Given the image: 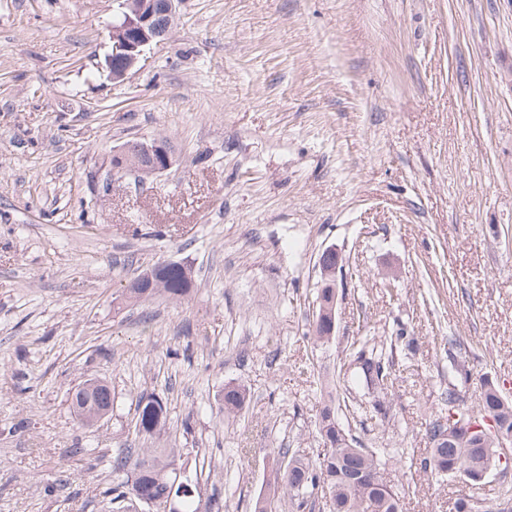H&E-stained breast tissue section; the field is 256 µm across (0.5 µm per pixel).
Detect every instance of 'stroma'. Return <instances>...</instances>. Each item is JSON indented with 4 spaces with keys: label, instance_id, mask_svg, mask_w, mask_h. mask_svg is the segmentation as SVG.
Here are the masks:
<instances>
[{
    "label": "stroma",
    "instance_id": "obj_1",
    "mask_svg": "<svg viewBox=\"0 0 512 512\" xmlns=\"http://www.w3.org/2000/svg\"><path fill=\"white\" fill-rule=\"evenodd\" d=\"M115 0H0V512H105L139 396L153 448H202L204 497L252 512L276 448H313L350 344L396 337L388 415L352 391L370 448L425 455L448 387L512 393V0H182L170 35L115 83ZM164 138L175 165L116 176L115 149ZM336 250V330L306 332ZM177 261L182 300L122 307L140 270ZM472 377L458 378L454 364ZM109 383L79 423L69 394ZM246 389L235 415L225 385ZM385 476L403 512H491L479 490ZM77 393L71 402L72 413L82 424L94 425L99 418L112 412L114 398L111 387L103 380L90 378L76 387ZM81 395L83 396L81 399ZM134 431L139 439L146 440L166 425L163 399L156 394L141 396L136 401L134 413Z\"/></svg>",
    "mask_w": 512,
    "mask_h": 512
}]
</instances>
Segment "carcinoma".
Instances as JSON below:
<instances>
[{
    "label": "carcinoma",
    "instance_id": "carcinoma-1",
    "mask_svg": "<svg viewBox=\"0 0 512 512\" xmlns=\"http://www.w3.org/2000/svg\"><path fill=\"white\" fill-rule=\"evenodd\" d=\"M336 254L320 257L322 287L317 289L315 316L309 330L314 344L332 338V320L336 319ZM153 287L129 285L122 297L129 303L146 302L157 296L181 300L191 288V273L179 262L161 264L151 274ZM387 347L376 345L366 337L352 344L348 366L353 368L349 380L371 395L386 389L389 373L384 361ZM476 408H455L457 394L450 388L444 402L448 415L432 418L426 428L430 448L420 459L423 473L461 476L466 481L492 471L500 465V441L512 443V399L499 386L485 378ZM77 400L71 402L75 418L94 425L112 412L111 387L103 380L90 378L77 386ZM336 386H327L315 421L318 447L301 454L291 448L277 449L273 484L280 489L276 499L257 496L253 512H402L398 494L392 487L377 481L387 448H364L340 421ZM224 414L243 408L246 390L239 386L224 387ZM166 425L163 399L151 394L136 401L134 431L146 440ZM472 427H482L487 435H470ZM185 470L193 481L195 494L178 497L177 472ZM211 458L186 448H119L112 456V509L110 512H166L170 498H179L177 512H223L224 504L216 499L204 500L200 482L209 478ZM455 512H486L481 499L474 496L456 501Z\"/></svg>",
    "mask_w": 512,
    "mask_h": 512
}]
</instances>
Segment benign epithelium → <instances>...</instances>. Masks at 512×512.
<instances>
[{"mask_svg": "<svg viewBox=\"0 0 512 512\" xmlns=\"http://www.w3.org/2000/svg\"><path fill=\"white\" fill-rule=\"evenodd\" d=\"M118 14L112 23V52L105 61L108 78L121 82L144 59L147 48L166 37L176 20L179 0H116ZM147 154L153 159L142 170L147 176H158L174 165V157L166 143L156 139L132 151L124 146L116 153L120 166L137 161Z\"/></svg>", "mask_w": 512, "mask_h": 512, "instance_id": "1", "label": "benign epithelium"}]
</instances>
